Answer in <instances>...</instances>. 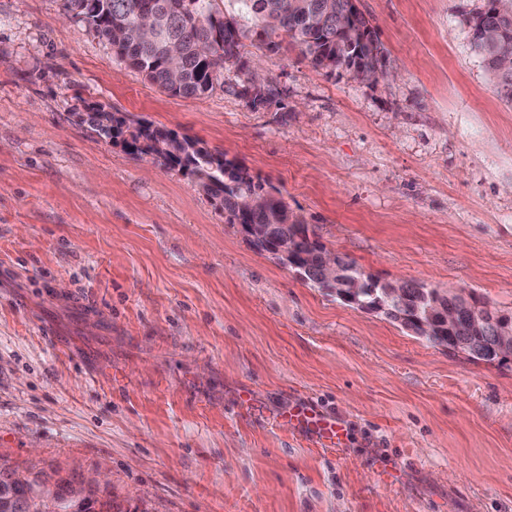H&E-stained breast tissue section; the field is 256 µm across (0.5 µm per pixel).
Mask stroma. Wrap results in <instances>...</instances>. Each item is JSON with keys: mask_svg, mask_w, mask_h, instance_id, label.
Segmentation results:
<instances>
[{"mask_svg": "<svg viewBox=\"0 0 512 512\" xmlns=\"http://www.w3.org/2000/svg\"><path fill=\"white\" fill-rule=\"evenodd\" d=\"M62 0H0V466L123 512H512V360L451 353L258 252L220 200L80 120L99 106L224 153L327 249L512 314V104L464 19L360 0L389 80L249 44L199 98L120 60ZM336 420L323 448L285 414ZM256 89L253 97H248L247 89ZM240 96L253 110H260L269 107L279 95L277 85L267 77H261L255 72H249L246 80L241 84Z\"/></svg>", "mask_w": 512, "mask_h": 512, "instance_id": "35a3bbf8", "label": "stroma"}]
</instances>
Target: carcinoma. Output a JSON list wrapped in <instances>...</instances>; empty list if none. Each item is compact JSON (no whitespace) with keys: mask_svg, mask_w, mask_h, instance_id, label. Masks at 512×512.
<instances>
[{"mask_svg":"<svg viewBox=\"0 0 512 512\" xmlns=\"http://www.w3.org/2000/svg\"><path fill=\"white\" fill-rule=\"evenodd\" d=\"M62 0L66 15L85 24L94 37L112 50L131 68L158 88L175 96L197 98L213 89L224 66L247 68L243 39L255 34L277 47L274 36L286 35L317 67L332 74L340 69L364 80L385 67V53L370 20L349 6V0ZM155 14L159 32L150 37L138 28L146 14ZM466 22L471 44L496 82L502 97L512 102V67L503 66L502 57L512 55V0H482L481 7ZM177 45V68L170 66L168 46ZM240 96L247 105L260 110L269 107L279 95L277 85L255 72L241 84ZM84 123L100 138L123 140L131 153L151 154L170 168L187 171L202 181L207 193L222 200L230 224H253L255 237L281 229L268 230L270 224H292L288 206L280 199L274 204L246 210V199L265 193L245 170L212 152L199 142L173 130L151 123L132 128L124 117L93 107ZM403 296L388 306L404 314L423 310L448 296L413 281L404 282ZM427 341L460 344L473 360L492 361L490 352L495 337L486 331L473 335L466 324L454 334H434ZM6 482L0 484V512H31L40 488L49 479L39 473L28 475L6 468ZM112 500H101L86 491L78 512H112Z\"/></svg>","mask_w":512,"mask_h":512,"instance_id":"carcinoma-1","label":"carcinoma"}]
</instances>
